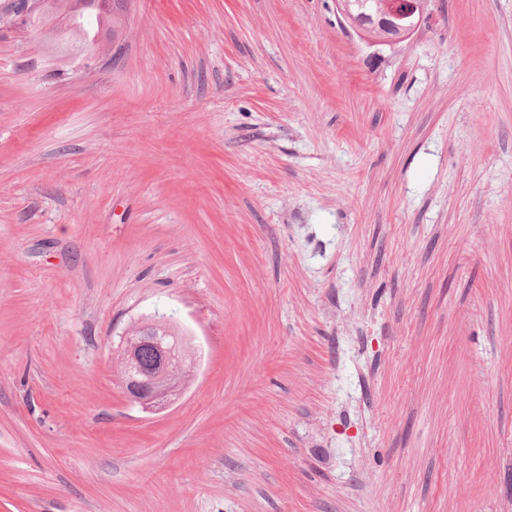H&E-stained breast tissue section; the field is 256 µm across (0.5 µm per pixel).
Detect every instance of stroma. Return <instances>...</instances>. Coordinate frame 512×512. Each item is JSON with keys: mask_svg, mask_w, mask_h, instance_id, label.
Wrapping results in <instances>:
<instances>
[{"mask_svg": "<svg viewBox=\"0 0 512 512\" xmlns=\"http://www.w3.org/2000/svg\"><path fill=\"white\" fill-rule=\"evenodd\" d=\"M0 0V512H512V0ZM192 336L147 412L121 340ZM55 0H26L24 10L33 15L36 12H51L52 34L50 40L58 47L65 48L68 51L76 52L81 50V43L75 40V35L83 38L84 35L89 38L91 32L84 25L83 33L79 23L80 11L57 12L54 8ZM349 10L353 16H371L375 17L376 5L377 12L381 18L383 26L389 32L372 27L367 23L365 27L360 28L364 33L373 36L385 37L387 33L393 32L396 37H388L386 41L393 42L406 38L424 17L427 11L428 2L422 0H380L374 3V0H348ZM348 7L344 0H336V11L344 21H347L355 29H359L349 16ZM417 22L415 23V20Z\"/></svg>", "mask_w": 512, "mask_h": 512, "instance_id": "obj_1", "label": "stroma"}]
</instances>
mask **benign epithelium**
I'll use <instances>...</instances> for the list:
<instances>
[{
	"label": "benign epithelium",
	"instance_id": "benign-epithelium-1",
	"mask_svg": "<svg viewBox=\"0 0 512 512\" xmlns=\"http://www.w3.org/2000/svg\"><path fill=\"white\" fill-rule=\"evenodd\" d=\"M54 0H25V11L33 15L50 12L51 41L68 51L81 50L75 37L83 36L80 11L58 12ZM377 12L386 30L396 34L387 41L406 38L427 11L426 0H378ZM192 338L166 323L150 322L135 326L124 337L122 353L123 387L127 398L145 409L183 389L187 372L182 363L195 364Z\"/></svg>",
	"mask_w": 512,
	"mask_h": 512
}]
</instances>
